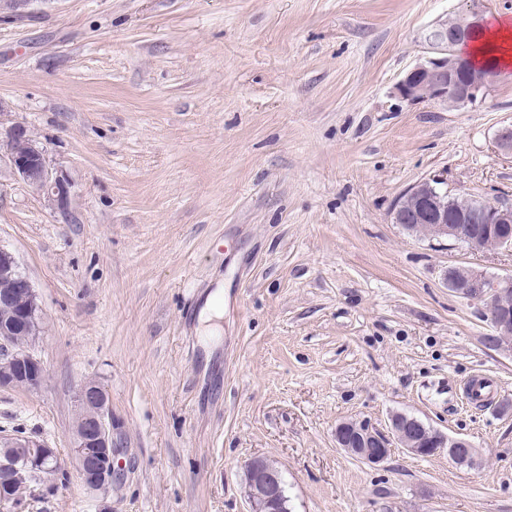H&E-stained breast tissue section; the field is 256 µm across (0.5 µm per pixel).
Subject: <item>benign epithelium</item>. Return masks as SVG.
I'll return each mask as SVG.
<instances>
[{"label":"benign epithelium","instance_id":"7a95c632","mask_svg":"<svg viewBox=\"0 0 512 512\" xmlns=\"http://www.w3.org/2000/svg\"><path fill=\"white\" fill-rule=\"evenodd\" d=\"M461 2L462 15L432 33L437 45L434 55L416 64L397 83L400 99L409 103L431 100L450 109L475 107L496 82L498 70L474 64L460 50L483 25L487 0ZM495 147L512 156V124L498 130ZM6 158L29 186L51 197L59 212H68L71 182L50 168L25 127L17 125L11 130ZM392 215L394 223L412 233L422 230L438 240H454L474 254L512 253V204L473 196L469 204L458 205L443 181L435 177L411 187ZM443 280L452 293L483 305L494 330L487 337L489 344L512 347V306L506 303L512 298V275L491 276L470 266H450ZM4 309L9 314L0 318V387L37 389L45 378L41 361L12 343L18 332L38 335L36 293L13 255L0 248V311ZM77 404L85 423L75 430L72 454L84 485L106 492L112 488L115 452L109 397L99 383L87 381L77 393ZM335 437L338 447L373 466L388 459L395 443L417 457L445 449L458 467L471 468L478 461L477 450L468 440L452 438L404 413L391 416L386 434L367 423L344 422L336 427ZM50 460L57 461L58 453L46 443L28 435H0V512H13L15 485ZM245 495L252 512H288L280 471L265 457H255L245 465Z\"/></svg>","mask_w":512,"mask_h":512}]
</instances>
